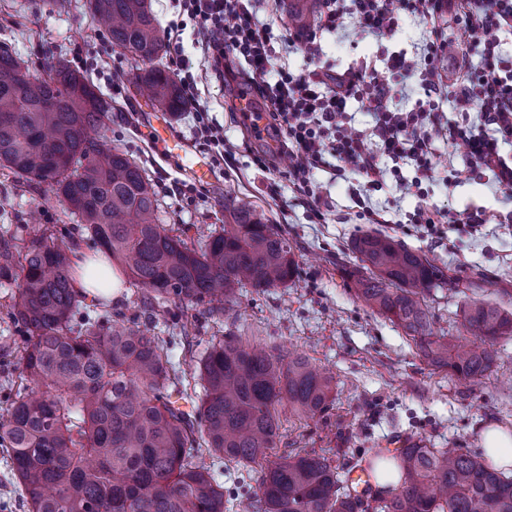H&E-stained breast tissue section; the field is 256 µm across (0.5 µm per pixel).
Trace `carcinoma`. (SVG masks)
<instances>
[{
  "label": "carcinoma",
  "mask_w": 512,
  "mask_h": 512,
  "mask_svg": "<svg viewBox=\"0 0 512 512\" xmlns=\"http://www.w3.org/2000/svg\"><path fill=\"white\" fill-rule=\"evenodd\" d=\"M313 0H294L301 29ZM91 23L110 45L145 65L139 89L165 112L187 109L181 88L156 64L165 50L149 0H89ZM112 100L80 70L57 60L44 76L24 70L0 42V167L46 187L108 257L117 259L153 309L187 313L233 301L245 284L258 291L292 281L288 238L249 205L224 200V225L189 247L159 222L152 183L127 153L107 144ZM362 262L358 297L397 324L436 371L470 387L492 373L491 347L512 337V312L484 301L466 305L474 340H448L426 304L447 283L442 271L394 239L352 242ZM67 246L46 230L0 235V287L16 286L8 316L28 346L0 447L27 494L30 512H224V486L210 457L260 467L255 512H512V473L461 448L408 441L396 449L397 492H351L346 453L271 457L281 441L280 409L313 420L333 402V376L282 347L266 351L236 336L199 358L203 397L195 416L171 401L190 397L186 376L163 355L154 329L124 316L87 311L74 288ZM80 321H75L76 315Z\"/></svg>",
  "instance_id": "carcinoma-1"
}]
</instances>
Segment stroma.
I'll return each instance as SVG.
<instances>
[{"instance_id": "1", "label": "stroma", "mask_w": 512, "mask_h": 512, "mask_svg": "<svg viewBox=\"0 0 512 512\" xmlns=\"http://www.w3.org/2000/svg\"><path fill=\"white\" fill-rule=\"evenodd\" d=\"M427 34L425 21L411 15L402 17L396 36L389 39L362 32L350 19L338 33L323 36L319 60L280 48L272 66L294 73L318 64L336 69L364 63L381 69L392 53L417 52ZM0 41L12 44L30 74H42L52 58L61 55L107 93L112 100L109 144L127 151L146 171L154 183L161 222L187 243H198L221 227L228 195L253 204L287 238L297 267L292 282L263 293L240 288L237 298L218 313L197 306L188 340L166 348L178 362L190 353L203 355L211 341L238 336L258 347H287L328 371L336 384L333 406L324 418L314 420L282 412L278 454L344 448L352 463L366 468L402 437L431 448L478 453L485 424L512 432V338L497 342L489 379L469 388L427 366L400 327L371 312L358 298L352 276L357 265L352 240L380 232L455 278L454 287L436 288L427 298L436 329L448 338L463 336L461 311L470 301L484 300L512 311V223L487 224L475 235L451 232L440 240L422 235L408 222L424 201L460 209L493 205L486 180L455 186L426 181L415 191L406 187L415 175L413 165H401L399 176H387L381 189L369 193L371 204L388 217L387 223L374 225L357 215L351 200L361 178L351 174L334 181L328 171L320 170L316 178L329 191L333 209L325 223L316 224L304 206L289 202L288 188L272 198L269 185L280 181V173L260 170L253 163L259 143L235 105L238 90L252 87L245 63L237 64L235 81L210 80L199 85L195 97L197 108L223 124L225 138L235 146L233 158L218 164L197 141L189 113L164 112L140 94L134 61L110 47L92 26L87 0H70L65 12L52 0H0ZM103 57L109 59L112 73L99 74L97 63ZM193 160L209 164V181L196 180L189 168ZM183 183L193 186L192 196L176 192V185ZM34 211L40 224L53 230L54 243L67 241L94 253L92 241L77 231L72 216L51 193L0 167V233L16 232ZM10 295V289L0 287V415L18 389L17 361L26 345L21 330L7 317ZM98 310L153 321L163 339L179 333V311L145 314L141 291L131 284L124 286L121 299L100 303Z\"/></svg>"}]
</instances>
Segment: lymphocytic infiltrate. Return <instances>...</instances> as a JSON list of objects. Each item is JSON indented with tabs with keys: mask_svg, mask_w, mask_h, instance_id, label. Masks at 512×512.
<instances>
[{
	"mask_svg": "<svg viewBox=\"0 0 512 512\" xmlns=\"http://www.w3.org/2000/svg\"><path fill=\"white\" fill-rule=\"evenodd\" d=\"M257 2L183 0V10L197 20L211 60L203 76H222V62L232 55L262 78L260 92L276 124L254 128V136L260 141L276 136L279 153L289 160L284 176L293 198L312 220L323 221L328 205L316 170L331 169L338 178L352 173L375 188L385 175L381 160L408 161L416 168L411 185L417 188L438 178L443 164L434 143L442 139L461 146L470 177H488L497 205L459 211L425 203L410 215V223L439 238L450 229L473 233L486 224L512 223V56L500 50L501 35H512V0H319L314 32L288 37L289 48L313 59L320 55V34L338 32L349 18L365 33L390 38L407 13L422 17L431 34L419 53H394L382 70L352 65L298 74L273 70L274 35L259 17ZM445 18L453 21L452 31L442 28ZM447 51L455 60L448 82L440 73ZM414 77L426 95L451 97L462 120H442L440 113L419 105L388 108V99ZM354 100L371 114L368 129L351 124L347 107ZM475 102L481 110L476 122L467 117Z\"/></svg>",
	"mask_w": 512,
	"mask_h": 512,
	"instance_id": "f902f5d3",
	"label": "lymphocytic infiltrate"
}]
</instances>
